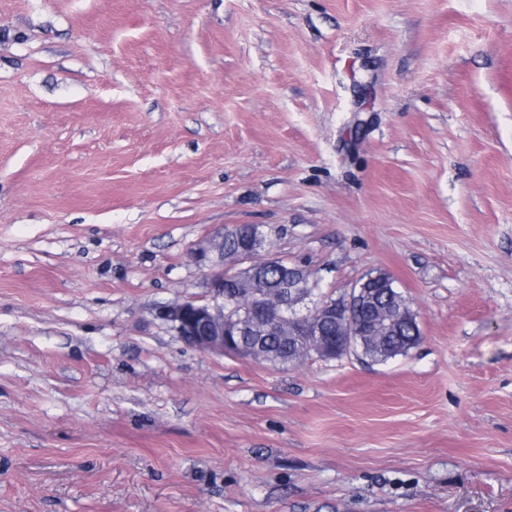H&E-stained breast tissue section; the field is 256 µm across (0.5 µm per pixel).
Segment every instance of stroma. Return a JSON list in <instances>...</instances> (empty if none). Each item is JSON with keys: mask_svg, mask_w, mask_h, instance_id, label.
<instances>
[{"mask_svg": "<svg viewBox=\"0 0 512 512\" xmlns=\"http://www.w3.org/2000/svg\"><path fill=\"white\" fill-rule=\"evenodd\" d=\"M512 0H0V512H512ZM260 224L421 340L186 345ZM420 340L421 333L419 326L416 325L415 328H413L408 324H403L399 328V333L397 335L387 337L388 344H391L394 349H403L405 354L417 346Z\"/></svg>", "mask_w": 512, "mask_h": 512, "instance_id": "1", "label": "stroma"}]
</instances>
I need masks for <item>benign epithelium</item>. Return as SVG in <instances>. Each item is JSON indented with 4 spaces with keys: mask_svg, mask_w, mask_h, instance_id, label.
Instances as JSON below:
<instances>
[{
    "mask_svg": "<svg viewBox=\"0 0 512 512\" xmlns=\"http://www.w3.org/2000/svg\"><path fill=\"white\" fill-rule=\"evenodd\" d=\"M243 225L224 231L199 249L197 260L208 267L207 295L204 299H185L160 304L155 316L188 346L202 352L242 356L261 345V337L272 336L285 326L296 341V364L313 358L330 359L355 353L370 333L389 330L397 316L382 310L372 311V329L355 325L353 307L366 282H356L345 292L344 302L322 296L313 305L307 288L318 283L302 266L267 257L264 247L248 236L239 248L224 250L227 236H235ZM279 270L277 285L267 284L261 292L246 294V305L239 303L235 291L239 280H265L266 270Z\"/></svg>",
    "mask_w": 512,
    "mask_h": 512,
    "instance_id": "benign-epithelium-1",
    "label": "benign epithelium"
}]
</instances>
